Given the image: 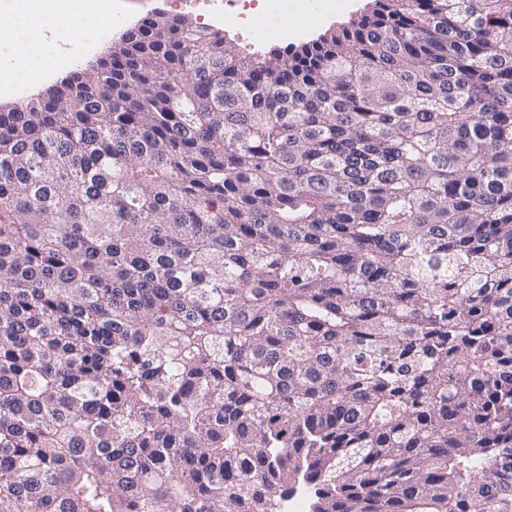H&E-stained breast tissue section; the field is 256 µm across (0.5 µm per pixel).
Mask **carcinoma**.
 Returning <instances> with one entry per match:
<instances>
[{
    "mask_svg": "<svg viewBox=\"0 0 512 512\" xmlns=\"http://www.w3.org/2000/svg\"><path fill=\"white\" fill-rule=\"evenodd\" d=\"M372 2L0 109V512H512V0Z\"/></svg>",
    "mask_w": 512,
    "mask_h": 512,
    "instance_id": "cac0c4a2",
    "label": "carcinoma"
}]
</instances>
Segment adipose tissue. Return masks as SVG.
Returning <instances> with one entry per match:
<instances>
[{
	"label": "adipose tissue",
	"instance_id": "ef3b65f1",
	"mask_svg": "<svg viewBox=\"0 0 512 512\" xmlns=\"http://www.w3.org/2000/svg\"><path fill=\"white\" fill-rule=\"evenodd\" d=\"M112 27V0H6L0 8V83L39 85L56 68L44 33L70 37Z\"/></svg>",
	"mask_w": 512,
	"mask_h": 512
}]
</instances>
